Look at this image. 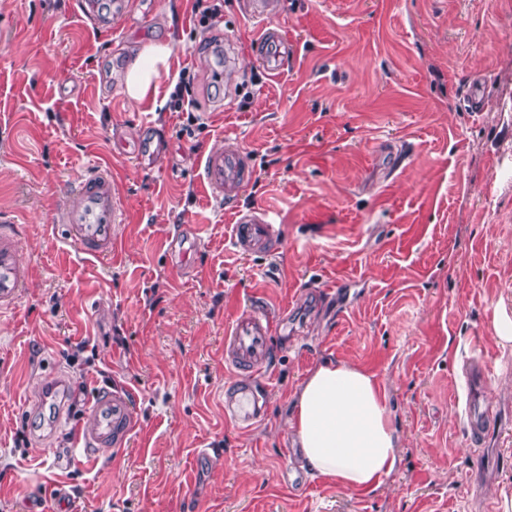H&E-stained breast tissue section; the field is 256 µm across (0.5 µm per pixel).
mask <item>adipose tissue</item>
Here are the masks:
<instances>
[{"instance_id": "adipose-tissue-1", "label": "adipose tissue", "mask_w": 512, "mask_h": 512, "mask_svg": "<svg viewBox=\"0 0 512 512\" xmlns=\"http://www.w3.org/2000/svg\"><path fill=\"white\" fill-rule=\"evenodd\" d=\"M167 48L151 46L127 68L124 89L135 102L155 89ZM310 469L356 492L378 488L394 471L398 429L385 387L358 366L327 360L305 378L289 419Z\"/></svg>"}]
</instances>
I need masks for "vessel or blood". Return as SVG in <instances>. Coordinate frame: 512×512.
Here are the masks:
<instances>
[{"label":"vessel or blood","instance_id":"vessel-or-blood-1","mask_svg":"<svg viewBox=\"0 0 512 512\" xmlns=\"http://www.w3.org/2000/svg\"><path fill=\"white\" fill-rule=\"evenodd\" d=\"M82 15L103 22L105 30L118 32L127 15V0H111L110 17L102 19L99 0H78ZM256 56L270 75H278L288 55L279 35L270 30L257 36ZM203 178L216 198L237 196L249 168L245 153L233 139L204 154ZM119 196L108 169L96 168L81 177L63 204L59 222L65 234L86 254L104 259L117 247L113 235L121 223ZM278 234L269 212L253 208L237 211L232 244L242 253L272 251ZM26 269L20 258L9 219L0 220V309L12 307L25 286ZM270 322L259 307L240 313L224 338V365L234 380L224 389V419L240 429L251 428L266 409L265 378L271 374ZM135 427L128 392L105 388L92 397L88 418L77 425L75 437L84 450L107 455L127 445Z\"/></svg>","mask_w":512,"mask_h":512}]
</instances>
